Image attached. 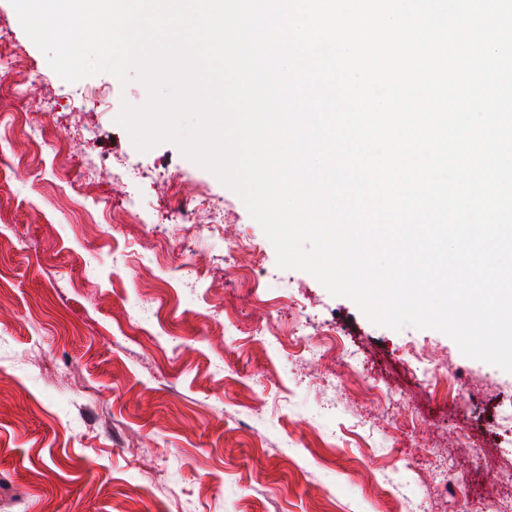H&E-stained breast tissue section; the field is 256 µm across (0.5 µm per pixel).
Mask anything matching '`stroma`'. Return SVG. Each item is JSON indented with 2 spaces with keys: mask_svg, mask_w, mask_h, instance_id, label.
Segmentation results:
<instances>
[{
  "mask_svg": "<svg viewBox=\"0 0 512 512\" xmlns=\"http://www.w3.org/2000/svg\"><path fill=\"white\" fill-rule=\"evenodd\" d=\"M4 46L44 134L0 89V512H495L502 490L472 455L512 469V429L497 421L512 412V373L278 268L234 191L173 143L139 151L117 124L144 86L64 81L10 0ZM118 159L148 176L113 186ZM88 167L98 186L78 206L70 182ZM170 173L207 198L181 251L170 223L122 207L169 209ZM213 207L223 229L208 226ZM185 259L200 289L174 280ZM220 303L252 327L274 321L278 342L230 336ZM430 365L450 395L424 391L415 371ZM449 467L468 484L443 487Z\"/></svg>",
  "mask_w": 512,
  "mask_h": 512,
  "instance_id": "stroma-1",
  "label": "stroma"
}]
</instances>
